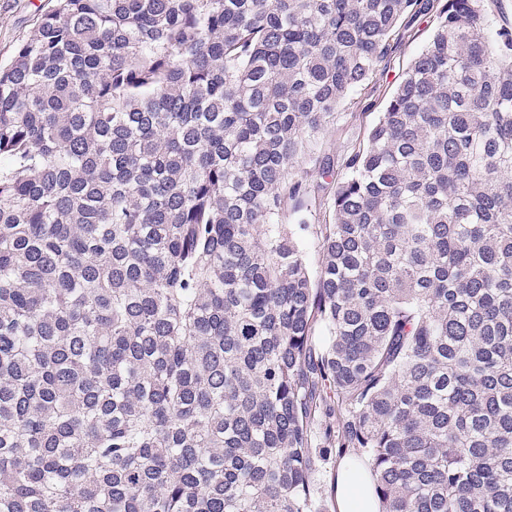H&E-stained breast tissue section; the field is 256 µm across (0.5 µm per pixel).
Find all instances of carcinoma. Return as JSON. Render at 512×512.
Segmentation results:
<instances>
[{
    "label": "carcinoma",
    "mask_w": 512,
    "mask_h": 512,
    "mask_svg": "<svg viewBox=\"0 0 512 512\" xmlns=\"http://www.w3.org/2000/svg\"><path fill=\"white\" fill-rule=\"evenodd\" d=\"M488 0H56L0 64V512H512V29ZM436 17L341 163L294 164ZM325 345L316 347V331ZM319 241L314 226H311L308 231H300L298 234V245L312 269L316 268L318 262L320 250ZM317 462L312 474L316 495L323 500L329 512H379L372 479L367 468L353 459L343 460L336 472V507L331 498V485L338 462L336 453Z\"/></svg>",
    "instance_id": "cac0c4a2"
}]
</instances>
